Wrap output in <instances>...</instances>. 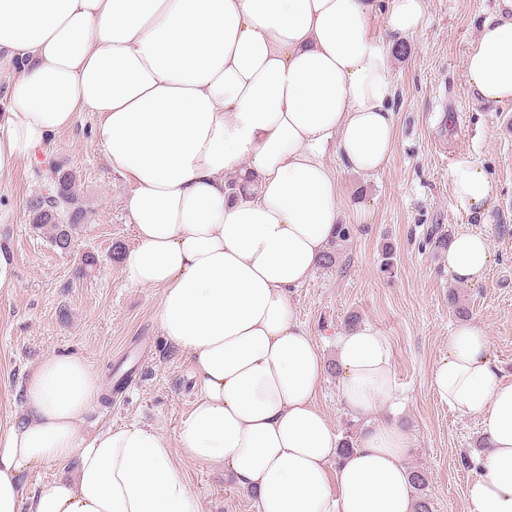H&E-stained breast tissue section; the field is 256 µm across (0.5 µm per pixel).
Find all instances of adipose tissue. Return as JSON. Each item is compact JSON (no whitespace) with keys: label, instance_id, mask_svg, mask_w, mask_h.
Returning <instances> with one entry per match:
<instances>
[{"label":"adipose tissue","instance_id":"ef3b65f1","mask_svg":"<svg viewBox=\"0 0 512 512\" xmlns=\"http://www.w3.org/2000/svg\"><path fill=\"white\" fill-rule=\"evenodd\" d=\"M424 12L425 0H0L10 105L0 177L80 113L96 115L111 172L134 185L126 277L160 289L161 333L197 381L180 453L223 465L257 512H415L408 438L371 421L398 398L386 338L363 324L337 341L341 403L367 424L341 453L315 404L326 363L290 295L336 236L327 148L357 174L392 155L390 48ZM465 80L486 101H512V0L483 20ZM244 178L248 193L232 195L229 182ZM450 183L468 212L486 216L495 190L480 162L457 163ZM444 258L453 281L473 286L493 254L486 235L464 232ZM431 387L482 420L469 512H512V383L500 380L482 327L454 326ZM100 394L79 357L54 354L32 371L22 413L0 422V512H195L155 429L80 435ZM70 462L72 477L30 484L40 468Z\"/></svg>","mask_w":512,"mask_h":512}]
</instances>
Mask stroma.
I'll use <instances>...</instances> for the list:
<instances>
[{
	"instance_id": "stroma-1",
	"label": "stroma",
	"mask_w": 512,
	"mask_h": 512,
	"mask_svg": "<svg viewBox=\"0 0 512 512\" xmlns=\"http://www.w3.org/2000/svg\"><path fill=\"white\" fill-rule=\"evenodd\" d=\"M493 8L494 0H426L422 26L408 40L409 55L393 59L392 157L381 171L363 175L328 156L342 221L353 234L338 245L336 267L316 269L291 294L296 318L325 360H335V341L346 332L349 314L386 337L402 401L378 407L373 418L406 433L404 465L427 472L433 512H468L474 473L462 459L478 453L483 426L448 408L430 387V372L447 353L457 321L448 310L453 282L442 256L432 253L430 236L488 235L493 262L481 283L464 286V299L470 320L486 331L503 382L512 383V102H483L464 78L478 21ZM95 126L92 113H81L35 158L0 178V255L7 260L0 282V420L22 410L26 382L43 359L79 356L102 385L79 424L82 435L133 421L149 425L173 449L199 512H256L253 495L222 465L198 464L177 451L179 426L196 397L191 360L161 334L160 289L131 286L122 262L110 256L113 242L135 243L125 222L131 184L109 171ZM463 160L482 163L495 185L486 220L453 198L449 173ZM59 165L76 171V192L88 211L70 255L53 250L28 220L30 198L45 192L50 168ZM387 244L396 253L389 273L381 269ZM83 252L95 254L98 264L80 277ZM127 372L131 383L114 392ZM316 405L338 434L360 430L340 402L335 370H327Z\"/></svg>"
}]
</instances>
